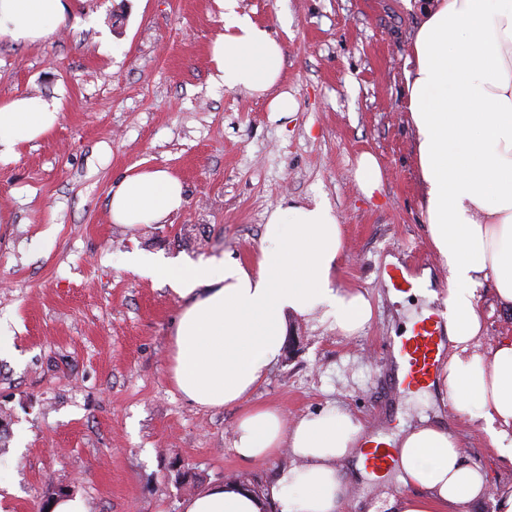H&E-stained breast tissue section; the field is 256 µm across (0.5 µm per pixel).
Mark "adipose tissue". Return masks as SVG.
Segmentation results:
<instances>
[{
	"label": "adipose tissue",
	"instance_id": "obj_1",
	"mask_svg": "<svg viewBox=\"0 0 512 512\" xmlns=\"http://www.w3.org/2000/svg\"><path fill=\"white\" fill-rule=\"evenodd\" d=\"M420 13L404 70L403 106L415 134L428 234L448 269L445 329L452 352L443 383L456 409L481 405L497 448L512 447V336L490 345L475 293L492 283L512 308V0H401ZM224 32L214 41L211 81L262 96L273 116L292 111L276 93L284 49L269 30L222 0ZM67 0H0V39L34 44L67 24ZM61 107L37 98L0 100V156L50 135ZM186 203L169 170H131L109 190L113 223L157 224ZM253 263L204 259L164 263L133 253L129 268L172 287L183 306L172 331L169 373L199 406L243 405L232 448L244 461L291 450L263 493L234 484L198 492L184 512H341L349 479L344 462L361 460L364 428L327 408L285 427L276 408L245 407L282 354L286 316L315 317L351 335L372 317L364 294L337 287L343 228L321 201L290 203L268 216ZM405 495L369 502L368 512H457L480 501L486 474L469 461L457 434L421 418L396 447Z\"/></svg>",
	"mask_w": 512,
	"mask_h": 512
}]
</instances>
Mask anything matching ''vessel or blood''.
I'll list each match as a JSON object with an SVG mask.
<instances>
[{
    "label": "vessel or blood",
    "mask_w": 512,
    "mask_h": 512,
    "mask_svg": "<svg viewBox=\"0 0 512 512\" xmlns=\"http://www.w3.org/2000/svg\"><path fill=\"white\" fill-rule=\"evenodd\" d=\"M443 317L440 309L415 322L409 335L390 337L386 345L390 354L399 356L405 366L402 385L408 390L428 388L440 371L447 348L442 344Z\"/></svg>",
    "instance_id": "b4317fda"
}]
</instances>
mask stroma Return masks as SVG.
<instances>
[{"mask_svg": "<svg viewBox=\"0 0 512 512\" xmlns=\"http://www.w3.org/2000/svg\"><path fill=\"white\" fill-rule=\"evenodd\" d=\"M284 46L269 97L214 85L210 45L224 31L216 0H73L66 26L35 45L0 40V99L62 104L52 134L0 158V512H42L58 497L86 512H182L212 484L264 490L289 453L244 462L232 449L240 407L204 408L169 377L170 332L183 305L126 266L139 251L190 264L252 261L278 205L325 201L344 228L338 284L370 300L356 334L291 315L297 338L253 405L287 423L334 407L370 433L440 409L488 487L460 512H499L512 462L491 448L479 411L454 410L435 387L395 396L388 336L441 306L448 271L426 230L417 153L402 106L405 59L421 23L401 0H237ZM384 176L366 199L357 160ZM180 178L186 204L164 223H113L108 192L130 167ZM429 291L393 301L387 257ZM484 341L512 336V312L477 292Z\"/></svg>", "mask_w": 512, "mask_h": 512, "instance_id": "1", "label": "stroma"}]
</instances>
